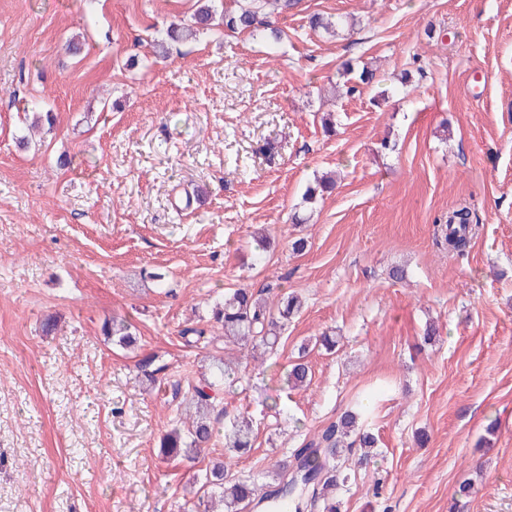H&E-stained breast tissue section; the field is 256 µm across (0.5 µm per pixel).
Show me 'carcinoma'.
I'll list each match as a JSON object with an SVG mask.
<instances>
[{
    "label": "carcinoma",
    "instance_id": "obj_1",
    "mask_svg": "<svg viewBox=\"0 0 512 512\" xmlns=\"http://www.w3.org/2000/svg\"><path fill=\"white\" fill-rule=\"evenodd\" d=\"M217 0H201L199 8L189 24H172L156 39L160 48L168 43L194 38L202 31L243 32L263 35L274 40L280 38V31L272 26L270 17L278 11L293 7L291 0H237V7L218 8ZM334 183L327 179H315L306 187L303 201L313 203L318 197L332 191ZM479 225L472 223V212L466 206L448 211L445 223L433 225L435 244L448 247V252L462 256L477 234ZM301 310L298 298L290 293L283 294L275 304L246 288H237L220 295L215 303L213 318L221 325L224 340L241 346L252 345L272 350L278 345L283 327ZM132 323L121 320L104 324L103 331L113 337L120 346L136 343ZM309 376L307 364L298 361L287 369V383L296 388L303 385ZM240 382L239 369L231 367L222 356L212 357L210 376L197 383H188L187 406L194 408V416L187 428H173L161 438L164 456L175 457L178 453L194 460L209 450L214 438L215 424L221 404L219 395L224 388H233ZM357 436L360 447L373 448L374 434L362 430L358 414L348 410L313 439L294 450V460L299 469L310 478L311 483L299 482L297 486L284 489L275 487L268 493L253 479L229 480L224 474V464L215 463L206 469L205 480L209 487L219 491L224 502V512H239L244 502L259 504L275 498H286L292 508L308 505L321 512H338L336 492L350 478L347 468L340 464V450L344 439ZM254 444L252 422L243 418L233 419L224 427V447L243 456L251 452Z\"/></svg>",
    "mask_w": 512,
    "mask_h": 512
}]
</instances>
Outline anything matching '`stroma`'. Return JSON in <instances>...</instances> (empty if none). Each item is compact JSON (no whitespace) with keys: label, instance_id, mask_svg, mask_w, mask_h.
<instances>
[{"label":"stroma","instance_id":"obj_1","mask_svg":"<svg viewBox=\"0 0 512 512\" xmlns=\"http://www.w3.org/2000/svg\"><path fill=\"white\" fill-rule=\"evenodd\" d=\"M196 7L0 0V512H197L210 464L273 484L370 394L378 444L363 466L347 452L340 512H512V0H298L278 43L212 31L155 57L154 31ZM315 14L347 24L332 37ZM346 60L398 93L343 95ZM28 102L54 124L29 131ZM325 173L335 192L304 203ZM463 203L480 230L457 258L432 226ZM230 288L303 301L271 353L223 351L255 445L164 457L173 385L209 372L181 332L221 335ZM115 318L134 348L103 334ZM324 333L335 351L309 347Z\"/></svg>","mask_w":512,"mask_h":512}]
</instances>
